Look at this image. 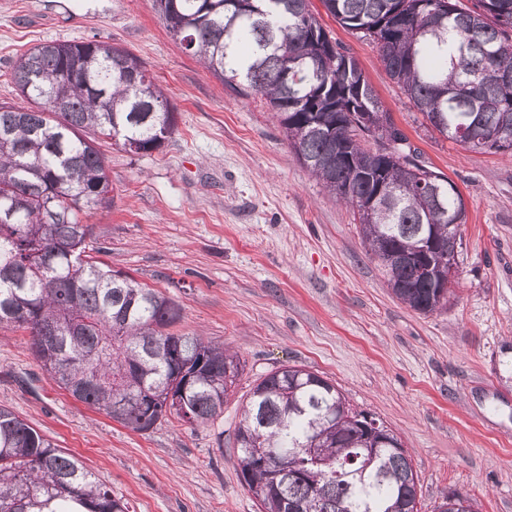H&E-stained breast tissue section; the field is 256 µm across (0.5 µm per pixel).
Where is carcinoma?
I'll return each instance as SVG.
<instances>
[{"instance_id": "1", "label": "carcinoma", "mask_w": 512, "mask_h": 512, "mask_svg": "<svg viewBox=\"0 0 512 512\" xmlns=\"http://www.w3.org/2000/svg\"><path fill=\"white\" fill-rule=\"evenodd\" d=\"M375 44L390 80L428 127L471 151L512 144V0H320ZM172 36L242 97L275 112L301 164L357 212L374 258L448 238L466 221L449 178L420 164L353 56L310 0H153ZM19 102L0 104V326L29 331L31 351L60 388L137 431L167 416L194 426L224 413L240 360L201 336L171 333L182 306L87 254L83 207L110 202L100 142L144 154L175 128L164 90L140 59L101 40L48 42L13 65ZM381 115L390 128L368 125ZM368 137L374 146L363 145ZM394 296L422 314L448 304L396 273ZM233 374L224 382L226 372ZM336 385L279 368L251 389L235 433L236 467L262 512H418V484L391 436L365 464L366 413L342 414ZM322 459L309 465L308 448ZM282 476L272 478L273 470ZM0 512H128L74 457L0 407Z\"/></svg>"}]
</instances>
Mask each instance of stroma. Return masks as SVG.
<instances>
[{
	"mask_svg": "<svg viewBox=\"0 0 512 512\" xmlns=\"http://www.w3.org/2000/svg\"><path fill=\"white\" fill-rule=\"evenodd\" d=\"M357 59L424 165L467 206L459 284L429 314L402 304L360 225L299 162L265 100L243 99L167 32L152 0H0V103L18 56L95 38L136 55L162 86L174 133L149 154L105 146L112 201L82 214L113 271L177 300L175 333L236 352L223 416L136 432L59 388L26 332L0 327V406L78 459L130 512H260L236 469L243 401L271 371L331 379L351 407L397 434L419 512L453 491L512 512V156L476 153L423 125L376 48L322 16Z\"/></svg>",
	"mask_w": 512,
	"mask_h": 512,
	"instance_id": "35a3bbf8",
	"label": "stroma"
}]
</instances>
